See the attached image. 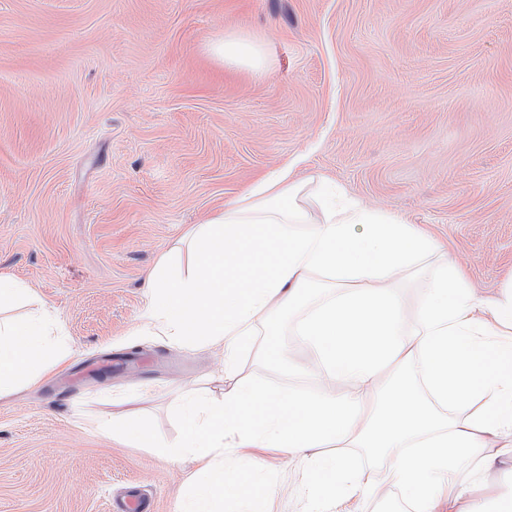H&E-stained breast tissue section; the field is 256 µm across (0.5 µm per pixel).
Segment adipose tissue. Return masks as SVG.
Listing matches in <instances>:
<instances>
[{
	"label": "adipose tissue",
	"instance_id": "1",
	"mask_svg": "<svg viewBox=\"0 0 512 512\" xmlns=\"http://www.w3.org/2000/svg\"><path fill=\"white\" fill-rule=\"evenodd\" d=\"M325 180L287 171L252 183L236 202L184 232L150 276L143 314L152 335L218 352L235 384L218 396L179 394L172 408L181 438H156L139 420L121 433L174 465L194 470L177 512H223L224 485L237 472L233 448H278L314 473L306 512H329L371 492L343 456L370 448L386 481L415 512H433L440 480L455 490L456 512L481 471L489 441L512 447V291L483 302L436 241L405 219L373 211ZM424 266L412 322L391 282ZM336 296L316 306L295 333L320 357L319 393L283 394L237 380L239 359L259 319L296 311L308 290ZM47 308L0 318V398L39 383L64 363L65 342ZM349 386L352 394L337 395ZM340 447L319 456V448Z\"/></svg>",
	"mask_w": 512,
	"mask_h": 512
}]
</instances>
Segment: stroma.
<instances>
[{"mask_svg":"<svg viewBox=\"0 0 512 512\" xmlns=\"http://www.w3.org/2000/svg\"><path fill=\"white\" fill-rule=\"evenodd\" d=\"M223 35L263 69L222 61ZM316 175L433 235L479 296L512 286V0H0V269L46 306L71 354L0 399V512H111L128 491L176 512L187 469L99 430L123 409L173 441V393L221 395L220 357L131 330L147 277L192 224L258 177ZM297 316L258 328L241 374L311 395ZM142 388L148 401L135 400ZM378 485L366 448L344 451ZM469 503L512 498L490 444ZM261 460L264 468L253 472ZM226 512H304L309 475L273 448L232 449ZM393 489L347 512H385ZM211 50L221 59L236 60L262 71V49L254 43L220 36L212 42Z\"/></svg>","mask_w":512,"mask_h":512,"instance_id":"stroma-1","label":"stroma"}]
</instances>
